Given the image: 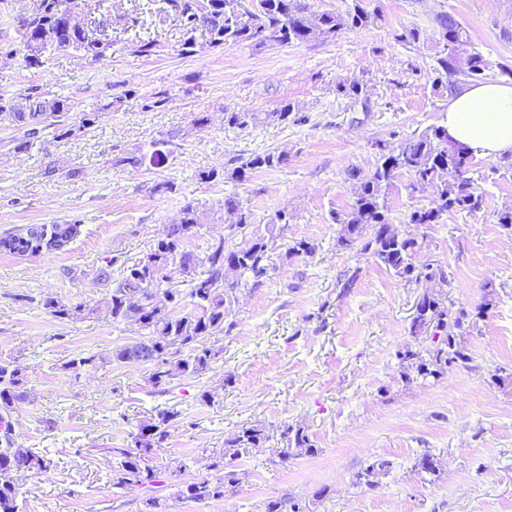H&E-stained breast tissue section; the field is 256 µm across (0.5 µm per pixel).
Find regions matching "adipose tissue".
<instances>
[{
	"label": "adipose tissue",
	"instance_id": "ef3b65f1",
	"mask_svg": "<svg viewBox=\"0 0 512 512\" xmlns=\"http://www.w3.org/2000/svg\"><path fill=\"white\" fill-rule=\"evenodd\" d=\"M442 124L449 138L481 157L512 154V83L472 85L451 96Z\"/></svg>",
	"mask_w": 512,
	"mask_h": 512
}]
</instances>
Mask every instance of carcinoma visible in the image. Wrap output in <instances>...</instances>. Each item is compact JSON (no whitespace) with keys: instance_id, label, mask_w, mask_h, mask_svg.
Masks as SVG:
<instances>
[{"instance_id":"1","label":"carcinoma","mask_w":512,"mask_h":512,"mask_svg":"<svg viewBox=\"0 0 512 512\" xmlns=\"http://www.w3.org/2000/svg\"><path fill=\"white\" fill-rule=\"evenodd\" d=\"M71 0H37L19 21V34L26 67L43 65V53L50 47L72 49L95 60L106 56L111 45L104 29L87 30L70 21ZM160 15L172 13L184 30L182 52L190 54L198 29L208 35L214 47L225 45L261 46L276 42L283 46L334 39L346 31L365 29L379 21L375 10H368L365 0H352L344 11H313L306 0H210L208 13L201 12L200 0H159ZM439 42L436 52L438 73L436 90H456L458 77L481 79L492 63L475 47L461 23L450 14L437 18ZM71 106L67 100L32 88L18 102L14 96L0 94V124L13 129L10 142L15 149H28L46 134L60 139L72 133L69 124ZM292 114L290 105L277 112H226L227 124L247 127L258 122L286 123ZM381 153L371 174L361 178L349 173L351 203L333 214L340 225L336 245L371 259L405 283L430 285L415 304L409 326L413 342L396 353L400 380L407 384L437 380L448 368L468 370L473 358L463 336L485 317L494 305L492 284L484 285V300L468 311L445 303L438 289L450 286L448 273L431 263H416L422 248L418 239L398 230L393 224L388 205L389 192L402 175L409 177L405 189L432 190L428 206L406 215L407 224H437L442 215L454 212L473 213L482 206L473 174V154L463 145L448 143L443 126H430L402 141L399 146ZM288 164V154L269 152L253 155L234 171L243 179L250 171L277 168ZM455 169L463 178L448 179ZM223 208L237 213L229 230L250 237V245L239 251L224 249V239L206 243L200 252L186 250L187 242L197 235L200 220L186 206L178 224L166 227L150 253L122 264L121 278L103 273L110 286L106 317L114 323L134 321L143 333L138 338L116 347L108 362H128L135 353L151 359L148 383L158 394L170 392L174 381L182 376L199 375L207 370L222 348L207 343L208 338L224 333V318L235 302L239 288L254 290L276 270L275 257L305 258L315 254L316 247L307 240H294L281 245V231L288 225V215L279 212L265 224L255 223L250 211L233 196L224 198ZM83 224H29L0 236V253L22 256L43 251L61 253L82 235ZM45 308L59 319L77 320L86 307L69 305L54 298L44 301ZM22 368L11 362H0V512H22L20 492L13 473L21 470L35 474L50 470L53 462L35 448L18 444L13 436L10 411L17 401L26 399ZM178 413L162 410L157 421L141 426L136 449H120L113 468L112 488L115 494L158 482L153 468L147 464L143 449L167 435V425ZM272 436L264 427L245 426L234 437L224 441V450L208 457L207 468L219 473L210 479L178 484V494L188 501L204 502L224 497L225 482H234L230 467L253 448H263ZM280 456H291L295 448L305 454L315 453L314 444L302 428L288 427L281 433ZM389 463L375 460L356 474L357 484L376 487L374 478L386 471Z\"/></svg>"}]
</instances>
